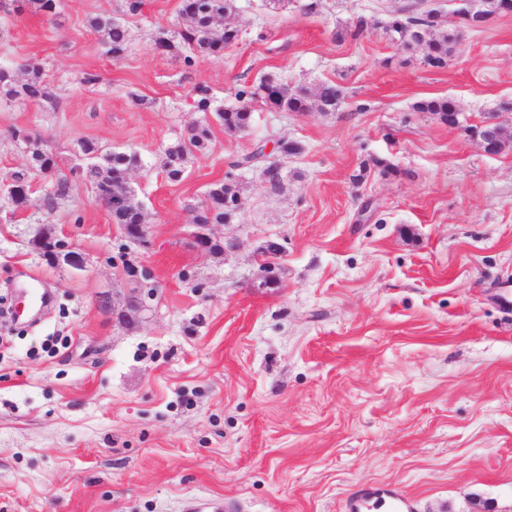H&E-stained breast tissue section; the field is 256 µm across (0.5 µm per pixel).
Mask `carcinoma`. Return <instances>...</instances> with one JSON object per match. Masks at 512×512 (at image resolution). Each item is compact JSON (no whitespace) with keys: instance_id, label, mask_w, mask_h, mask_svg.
Listing matches in <instances>:
<instances>
[{"instance_id":"obj_1","label":"carcinoma","mask_w":512,"mask_h":512,"mask_svg":"<svg viewBox=\"0 0 512 512\" xmlns=\"http://www.w3.org/2000/svg\"><path fill=\"white\" fill-rule=\"evenodd\" d=\"M407 16L394 19L387 31L406 48L418 46L424 51L425 62L433 68H443L454 52L459 40L457 26L448 22L445 15L433 11H419L413 5L406 6ZM235 13L234 0H182L181 15L186 17L188 25L179 32L180 41L160 36L155 47L171 52L177 50L183 54V63L191 67L200 56H219L224 50L232 47L239 39V29L228 22ZM224 20V27L214 28L218 20ZM91 27L101 34L102 43L114 56L123 55L129 45V30L116 22L112 17L95 18ZM25 70L29 73L27 81L15 84L12 71L0 66V98L8 100L22 96L33 103L50 98L48 84L43 80L41 68L28 64ZM343 91L332 82L316 85L312 89L291 87L281 82L274 75L264 76L257 87L238 91L243 103L236 108H216L209 89L203 86L195 88L194 106L199 112L216 113L224 125V132L237 133L246 129L252 119L248 101L260 98H271V107L280 112H305L311 103H316L322 112H333L342 99ZM451 99L438 98L425 100L417 105L421 111L431 112L444 120L448 117ZM211 133L209 126L197 125L186 142H178L164 152L162 168L171 181L181 179L193 150L206 147ZM82 155L92 159L90 165L83 166L82 175L97 190V200L105 204L115 224L143 223L142 209L134 201V195L128 184L129 172L141 166V157L135 151L102 152V149L91 142H83L80 146ZM33 168L44 172L54 167L52 156L38 148L33 149L30 156ZM10 181L15 190L9 193L13 202L19 204L28 196V181L23 173H15ZM70 182L68 177L58 178L52 189L44 197L48 208H54L56 200L68 196ZM243 201L237 184L228 179L212 187L207 194L204 205L193 210V224H224L242 208Z\"/></svg>"}]
</instances>
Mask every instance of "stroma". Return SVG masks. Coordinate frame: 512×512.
<instances>
[{"label": "stroma", "mask_w": 512, "mask_h": 512, "mask_svg": "<svg viewBox=\"0 0 512 512\" xmlns=\"http://www.w3.org/2000/svg\"><path fill=\"white\" fill-rule=\"evenodd\" d=\"M180 3L60 0L51 22L0 10V66L37 64L53 93L0 101V304L31 281L50 297L0 316V512H352L368 490L414 512H512V147L490 155L468 133L492 115L512 133V15L461 28L438 69L384 32L408 0H235L237 44L188 69L154 47L185 26ZM96 16L126 25L122 56ZM360 19L362 37L339 39ZM87 72L100 82L81 85ZM268 74L344 97L332 112L251 101L235 135L193 105L204 86L238 107ZM438 97L464 128L417 110ZM198 124L211 138L170 181L162 156ZM30 140L70 178L55 210ZM84 141L140 154L147 245L71 174ZM260 144L262 165L231 169ZM17 172L23 204L3 187ZM228 176L245 204L209 231L230 248L198 252L191 210ZM41 232L84 268L47 264ZM136 294L147 308L124 325L98 306Z\"/></svg>", "instance_id": "obj_1"}]
</instances>
